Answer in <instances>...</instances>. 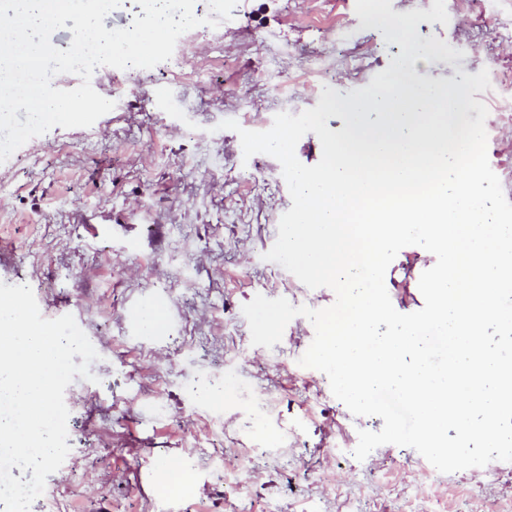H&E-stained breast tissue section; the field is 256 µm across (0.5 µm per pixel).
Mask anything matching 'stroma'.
<instances>
[{
	"label": "stroma",
	"mask_w": 512,
	"mask_h": 512,
	"mask_svg": "<svg viewBox=\"0 0 512 512\" xmlns=\"http://www.w3.org/2000/svg\"><path fill=\"white\" fill-rule=\"evenodd\" d=\"M356 0H238L218 27L183 33L180 68H96L114 108L88 128L54 127L0 163V282L29 284L44 318L70 314L99 354L93 380L65 391L70 452L30 512H512V462L444 474L416 450L353 451L376 416H355L327 376L299 365L314 338L302 316L273 348L251 343L255 295L313 309L310 289L264 255L292 202L280 163L244 157L237 131L315 107L323 87L348 97L398 57ZM448 23L420 22V41L460 50L416 76L476 93L491 169L512 201V0H445ZM422 247L385 274L394 308L420 310ZM163 306L148 335L141 310ZM223 389L220 405L195 392ZM261 466L252 469L251 455ZM174 463L183 482H160Z\"/></svg>",
	"instance_id": "35a3bbf8"
}]
</instances>
